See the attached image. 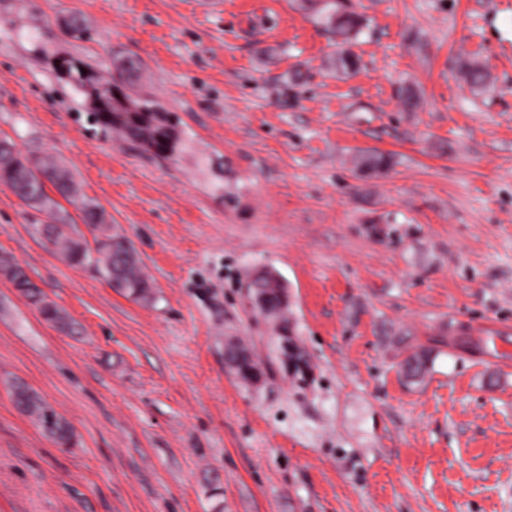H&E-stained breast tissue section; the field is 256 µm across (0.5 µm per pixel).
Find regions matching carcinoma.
<instances>
[{
	"mask_svg": "<svg viewBox=\"0 0 512 512\" xmlns=\"http://www.w3.org/2000/svg\"><path fill=\"white\" fill-rule=\"evenodd\" d=\"M305 9L318 24L330 34L341 38V49L336 54V68L348 74L356 70L358 59L346 48L362 32V19L346 9L340 0H304ZM138 68V62L129 60L112 79V88H104L102 76L71 58L58 59L57 70L70 84L87 94H95L96 107L92 112L94 123L105 131H116L141 150L158 157H169L179 147L180 138L169 113L149 99L134 101L123 87ZM465 81L473 88L483 87L488 79L485 68L466 61L461 66ZM357 165L368 172L382 174L391 166V158L383 153L363 154L356 159ZM0 180L28 204L39 208L47 218V241L60 251L71 264L93 263L109 285L135 300H148L153 287L141 271L140 259L131 243L123 236L111 232L104 223L102 209L93 203L83 205V222L98 231L94 236L95 251H89L82 234L77 229L68 233L58 203L46 192V186L68 200L77 193L72 173L65 167L32 152L22 155L14 150L13 143L0 139ZM8 273L18 290L35 304L44 319L61 330L69 328L62 312L42 296L38 287L25 271L18 266L8 267ZM408 378L417 381L425 370V360L414 354L404 361ZM16 407L38 424L53 440L67 445L73 440L68 422L50 406L41 395L27 384L17 381L11 387Z\"/></svg>",
	"mask_w": 512,
	"mask_h": 512,
	"instance_id": "cac0c4a2",
	"label": "carcinoma"
}]
</instances>
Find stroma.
<instances>
[{
	"instance_id": "35a3bbf8",
	"label": "stroma",
	"mask_w": 512,
	"mask_h": 512,
	"mask_svg": "<svg viewBox=\"0 0 512 512\" xmlns=\"http://www.w3.org/2000/svg\"><path fill=\"white\" fill-rule=\"evenodd\" d=\"M208 2L0 0V138L67 167V223L103 208L154 292L71 265L0 183V260L73 326L0 272V512H512V12L345 0L367 26L344 75L299 0ZM62 55L105 77L140 58L131 92L179 151L91 124ZM372 150L385 174L356 166ZM263 268L288 285L278 322L244 290ZM230 339L262 382L227 369ZM16 380L71 447L18 411ZM8 273L18 290L35 304L44 319L61 330L69 328V322L62 312L42 296L38 287L30 280L25 271L19 266H6ZM16 407L38 424L43 431L60 444H70L73 432L68 422L50 406L33 388L21 381L11 387Z\"/></svg>"
}]
</instances>
